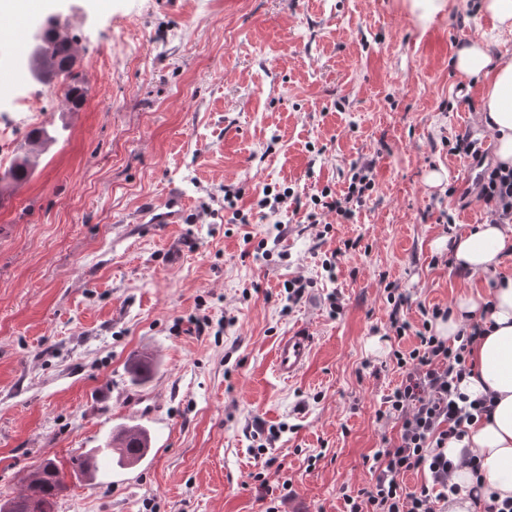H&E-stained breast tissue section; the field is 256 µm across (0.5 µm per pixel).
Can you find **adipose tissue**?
<instances>
[{"label": "adipose tissue", "instance_id": "ef3b65f1", "mask_svg": "<svg viewBox=\"0 0 512 512\" xmlns=\"http://www.w3.org/2000/svg\"><path fill=\"white\" fill-rule=\"evenodd\" d=\"M456 71L481 80L479 122L495 146L499 163L512 167V58L492 57L484 39L470 41L454 60ZM512 252V224L481 222L457 236L452 247L454 263L470 275L495 272L505 252ZM487 319L491 328L471 349L473 364L459 391L476 399L494 395L490 418L468 425L462 440L448 444L454 464L450 483L472 487L474 481L464 460L477 455L482 469V496L497 493L512 497V277L499 280L488 295L466 293L457 299L447 320L436 323L440 336L457 335L464 323Z\"/></svg>", "mask_w": 512, "mask_h": 512}]
</instances>
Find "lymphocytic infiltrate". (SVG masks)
Wrapping results in <instances>:
<instances>
[{"mask_svg": "<svg viewBox=\"0 0 512 512\" xmlns=\"http://www.w3.org/2000/svg\"><path fill=\"white\" fill-rule=\"evenodd\" d=\"M476 200L488 215L512 221V170L496 165L485 168L477 180ZM375 186L373 169L367 164L354 167L351 181L343 195L329 199L312 197V209L306 211L307 223H318L321 211L350 219L364 206L368 191ZM392 306L389 329L395 338L414 334L415 344L406 350L395 349L392 360L402 375L399 384L382 397L378 420H392L398 425L396 438L385 441L373 457L370 470L374 481L370 487L354 494H344L347 512H448V497L459 494L450 484L453 464L448 459L449 440H461L466 424L489 417L494 403L478 398L459 405L457 385L471 369L468 348L482 335V323H470L454 340L434 333L433 321L447 318L450 310L440 306L420 307L421 323L412 327L402 319L401 311L409 299L388 293ZM429 473L428 482L410 488L403 477L410 472Z\"/></svg>", "mask_w": 512, "mask_h": 512, "instance_id": "f902f5d3", "label": "lymphocytic infiltrate"}]
</instances>
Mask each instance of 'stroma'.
<instances>
[{"label": "stroma", "mask_w": 512, "mask_h": 512, "mask_svg": "<svg viewBox=\"0 0 512 512\" xmlns=\"http://www.w3.org/2000/svg\"><path fill=\"white\" fill-rule=\"evenodd\" d=\"M30 2L28 24L54 14L77 34L88 92L70 112L62 94L14 84L37 124L66 128L0 198V493L51 457L69 485L58 512H263L267 496L281 512H346L343 491L371 486V458L398 432L376 419L401 379L387 287L409 296L415 324L419 306L512 276L511 256L470 277L433 245L471 164L456 136L496 161L482 86L453 66L490 20L473 0L428 15L413 0ZM356 162L374 163L375 186L352 222L297 214L278 235L261 213L239 224L224 208L225 190L249 209L268 184L309 203L344 190ZM172 187L183 222L139 223ZM298 276L313 286L284 311ZM300 327L313 351L286 381L275 346ZM145 355L155 369L131 384ZM135 394L159 407L135 485L113 464L74 471L127 423ZM259 427L281 431L268 468L253 454Z\"/></svg>", "instance_id": "1"}]
</instances>
